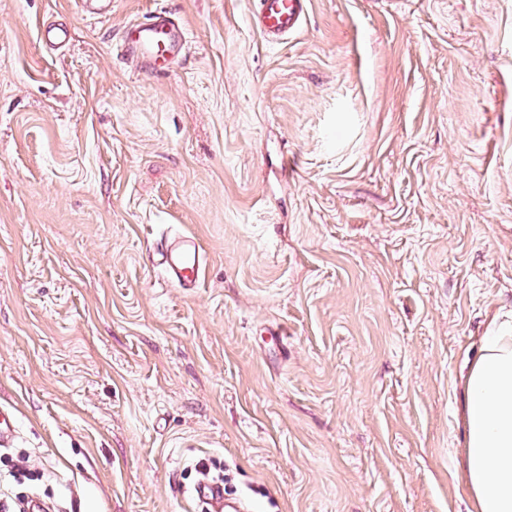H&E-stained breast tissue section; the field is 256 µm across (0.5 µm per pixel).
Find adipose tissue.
Listing matches in <instances>:
<instances>
[{
    "label": "adipose tissue",
    "instance_id": "ef3b65f1",
    "mask_svg": "<svg viewBox=\"0 0 512 512\" xmlns=\"http://www.w3.org/2000/svg\"><path fill=\"white\" fill-rule=\"evenodd\" d=\"M462 401L473 510L512 512V321H492L463 379Z\"/></svg>",
    "mask_w": 512,
    "mask_h": 512
}]
</instances>
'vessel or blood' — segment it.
Segmentation results:
<instances>
[{
    "label": "vessel or blood",
    "instance_id": "1",
    "mask_svg": "<svg viewBox=\"0 0 512 512\" xmlns=\"http://www.w3.org/2000/svg\"><path fill=\"white\" fill-rule=\"evenodd\" d=\"M255 25L263 38L278 42L296 32L309 8V0H253ZM123 59L165 70L185 51V30L173 16L159 11L145 21L123 28L119 39ZM150 258L161 266L168 281L178 288L197 287L207 263L201 244L192 237H178L155 247ZM196 499L207 504L211 512H223L224 489L218 485H199Z\"/></svg>",
    "mask_w": 512,
    "mask_h": 512
}]
</instances>
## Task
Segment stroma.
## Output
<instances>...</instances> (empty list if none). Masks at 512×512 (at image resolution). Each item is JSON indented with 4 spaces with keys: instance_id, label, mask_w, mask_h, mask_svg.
<instances>
[{
    "instance_id": "35a3bbf8",
    "label": "stroma",
    "mask_w": 512,
    "mask_h": 512,
    "mask_svg": "<svg viewBox=\"0 0 512 512\" xmlns=\"http://www.w3.org/2000/svg\"><path fill=\"white\" fill-rule=\"evenodd\" d=\"M0 0V407L54 512H469L460 379L512 317V0ZM157 10L188 47L120 59ZM64 46L41 40L49 23ZM194 234L184 290L153 244ZM287 332L278 349L269 331ZM309 3V0H253L255 25L266 41L278 42L299 29ZM196 499L207 504L208 511L222 512L224 510V487L212 484H201L194 493Z\"/></svg>"
}]
</instances>
